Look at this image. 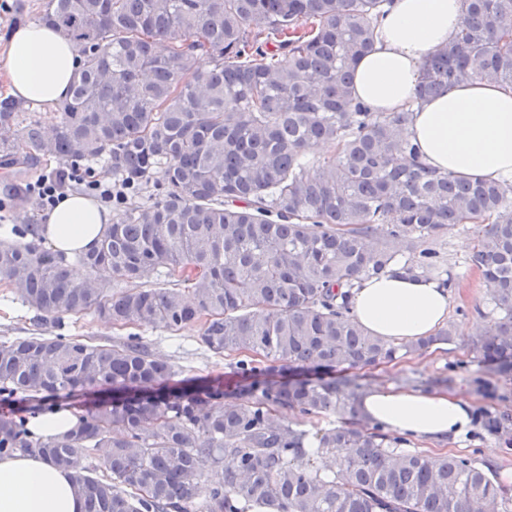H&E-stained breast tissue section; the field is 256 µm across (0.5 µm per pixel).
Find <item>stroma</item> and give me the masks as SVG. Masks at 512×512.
Listing matches in <instances>:
<instances>
[{"mask_svg": "<svg viewBox=\"0 0 512 512\" xmlns=\"http://www.w3.org/2000/svg\"><path fill=\"white\" fill-rule=\"evenodd\" d=\"M475 241L472 226L459 224L448 229L432 244L442 269L448 270L455 282L448 311V323L452 326L467 321L482 324L480 312L488 307V291L483 278L470 262ZM38 332L85 336L102 342L121 335L120 330L90 313L64 318L58 326L49 321L38 322L35 313L24 307L10 288L0 282V338L29 336ZM139 334L156 356L175 367L179 378L220 376L228 387L241 382L230 365L229 357L214 355L199 345L197 327L190 326L172 334L144 326ZM472 339L469 333L456 335L452 344L412 355L367 373H358L357 380L366 388L380 385L425 390L432 381L448 377L452 380L448 394L467 398L474 411L512 413V377L493 374L473 352ZM423 451L434 457H468L477 463L491 465L497 472L512 469V448L505 447L477 422L473 423L464 439L427 445Z\"/></svg>", "mask_w": 512, "mask_h": 512, "instance_id": "obj_1", "label": "stroma"}]
</instances>
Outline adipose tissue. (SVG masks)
Instances as JSON below:
<instances>
[{
  "mask_svg": "<svg viewBox=\"0 0 512 512\" xmlns=\"http://www.w3.org/2000/svg\"><path fill=\"white\" fill-rule=\"evenodd\" d=\"M460 0H392L374 50L354 75V96L373 112L412 108L405 131L423 161L466 179L512 181V89L492 80L461 84L451 94L414 104L423 63L457 31ZM79 72L77 53L58 30L30 23L12 35L9 92L46 105L67 98ZM109 215L97 202L70 196L47 219L45 241L72 257L102 238ZM371 335L397 343L432 335L448 317V290L438 280L396 274L363 282L352 299ZM362 413L386 430L420 441L458 438L472 427V406L445 393L374 387ZM0 512H83L69 472L40 456L0 458Z\"/></svg>",
  "mask_w": 512,
  "mask_h": 512,
  "instance_id": "1",
  "label": "adipose tissue"
}]
</instances>
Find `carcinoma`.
<instances>
[{"instance_id": "1", "label": "carcinoma", "mask_w": 512, "mask_h": 512, "mask_svg": "<svg viewBox=\"0 0 512 512\" xmlns=\"http://www.w3.org/2000/svg\"><path fill=\"white\" fill-rule=\"evenodd\" d=\"M390 2L45 0L33 13L15 0L18 22L59 30L82 66L50 122L0 98V169L18 183L49 159L62 175L103 164L133 194L152 192L115 206L99 245L72 263L43 248L42 225H14L0 281L43 321L90 311L119 328L198 323L242 384L176 381L133 332L110 344L0 340V399L98 395L61 437L0 415V456L37 453L71 472L84 512H191L200 497L204 512H512L489 469L405 448L360 413L361 385L333 376L453 341L446 326L390 344L349 302L387 273L454 287L428 243L456 224L478 226L472 263L493 305L472 349L512 375V182L425 167L405 136L412 108L370 112L353 96L351 70ZM463 8L423 66L419 101L477 79L512 88V0ZM323 142L337 153L311 177ZM288 411L348 421L311 432ZM480 419L512 447V414Z\"/></svg>"}]
</instances>
